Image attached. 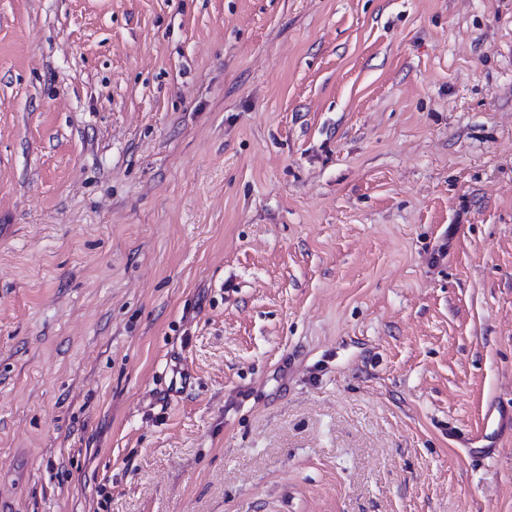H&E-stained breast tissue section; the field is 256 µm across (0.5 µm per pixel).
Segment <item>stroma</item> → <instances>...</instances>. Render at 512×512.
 I'll return each instance as SVG.
<instances>
[{
	"mask_svg": "<svg viewBox=\"0 0 512 512\" xmlns=\"http://www.w3.org/2000/svg\"><path fill=\"white\" fill-rule=\"evenodd\" d=\"M0 512H512V0H0Z\"/></svg>",
	"mask_w": 512,
	"mask_h": 512,
	"instance_id": "stroma-1",
	"label": "stroma"
}]
</instances>
